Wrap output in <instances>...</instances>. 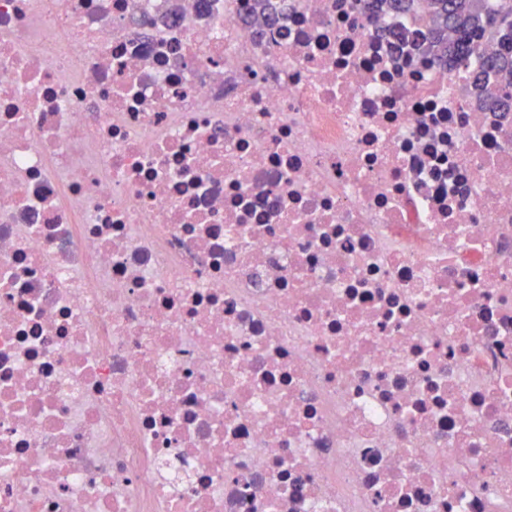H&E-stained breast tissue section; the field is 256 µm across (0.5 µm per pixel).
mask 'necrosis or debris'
Instances as JSON below:
<instances>
[{"instance_id":"4bbe7bcc","label":"necrosis or debris","mask_w":512,"mask_h":512,"mask_svg":"<svg viewBox=\"0 0 512 512\" xmlns=\"http://www.w3.org/2000/svg\"><path fill=\"white\" fill-rule=\"evenodd\" d=\"M252 6L0 0V512H512V121Z\"/></svg>"}]
</instances>
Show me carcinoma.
Here are the masks:
<instances>
[{"mask_svg": "<svg viewBox=\"0 0 512 512\" xmlns=\"http://www.w3.org/2000/svg\"><path fill=\"white\" fill-rule=\"evenodd\" d=\"M370 13L416 18L419 0H362ZM426 34L403 28L394 32L399 42L411 40L452 71L472 69L475 82L495 78L488 91L496 110L512 115V0H430Z\"/></svg>", "mask_w": 512, "mask_h": 512, "instance_id": "obj_1", "label": "carcinoma"}]
</instances>
